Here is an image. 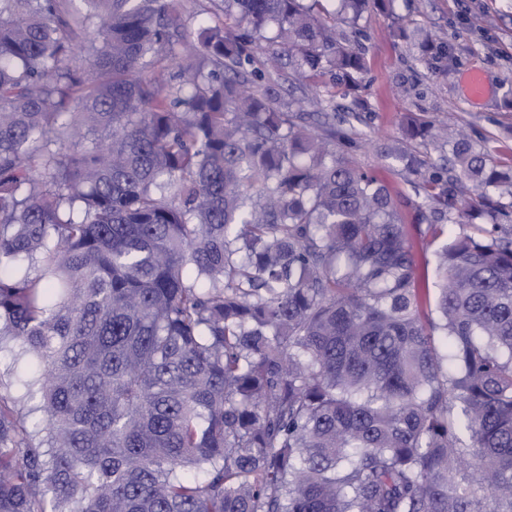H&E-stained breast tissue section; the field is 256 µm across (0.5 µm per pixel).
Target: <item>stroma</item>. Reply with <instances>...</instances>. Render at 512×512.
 <instances>
[{"label":"stroma","mask_w":512,"mask_h":512,"mask_svg":"<svg viewBox=\"0 0 512 512\" xmlns=\"http://www.w3.org/2000/svg\"><path fill=\"white\" fill-rule=\"evenodd\" d=\"M399 25L406 38L392 37ZM336 30L367 57L358 89L289 74L282 62L264 66L255 89L273 90L285 103L299 101L309 112L317 111L323 99L340 111L355 107V117L343 126L347 137L337 141L336 149L388 186L412 244L416 297L428 315L437 296V243L423 190L388 151L398 145L438 161L435 143L405 138L402 126L410 119L444 121L449 137H468L489 151L499 170L512 169V0H398L395 16L373 9L356 26L340 22ZM427 36L442 42L447 55H425L421 42ZM474 70L490 87L489 96L477 104L465 91V79ZM38 370L32 357L0 354V393L15 400L20 411L28 409L22 396Z\"/></svg>","instance_id":"obj_1"}]
</instances>
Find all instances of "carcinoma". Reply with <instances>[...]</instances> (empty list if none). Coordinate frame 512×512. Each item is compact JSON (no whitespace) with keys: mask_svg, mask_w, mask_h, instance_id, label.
Returning <instances> with one entry per match:
<instances>
[{"mask_svg":"<svg viewBox=\"0 0 512 512\" xmlns=\"http://www.w3.org/2000/svg\"><path fill=\"white\" fill-rule=\"evenodd\" d=\"M220 8L0 0V351L42 367L35 429L0 396V512H512V174L431 123L454 178L392 148L438 233L485 221L423 318L387 186L253 89L270 27L301 77L364 54L321 0ZM183 22L192 29L203 26L224 25V14L218 11L213 0H179Z\"/></svg>","mask_w":512,"mask_h":512,"instance_id":"cac0c4a2","label":"carcinoma"}]
</instances>
